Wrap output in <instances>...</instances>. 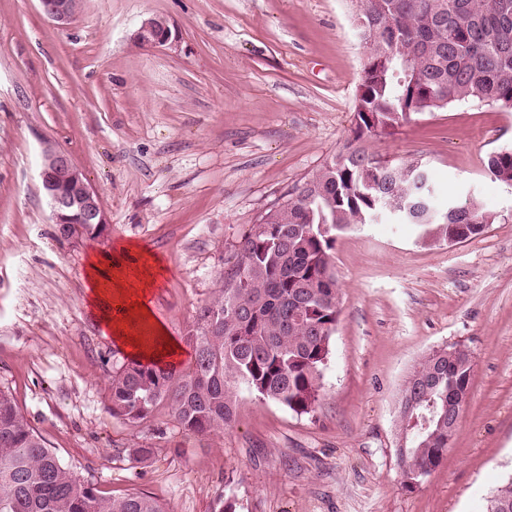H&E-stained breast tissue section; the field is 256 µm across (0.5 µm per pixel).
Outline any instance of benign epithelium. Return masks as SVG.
<instances>
[{
    "instance_id": "obj_1",
    "label": "benign epithelium",
    "mask_w": 512,
    "mask_h": 512,
    "mask_svg": "<svg viewBox=\"0 0 512 512\" xmlns=\"http://www.w3.org/2000/svg\"><path fill=\"white\" fill-rule=\"evenodd\" d=\"M44 14L60 25L76 18L78 11L71 0H39ZM136 41L149 47L174 48L179 35L169 24L156 17L147 19L135 34ZM40 181L52 211V223L58 233L69 238L81 229L87 234L108 229L109 220L97 193L69 154L55 147L44 151Z\"/></svg>"
}]
</instances>
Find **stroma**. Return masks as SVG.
I'll return each instance as SVG.
<instances>
[{
    "label": "stroma",
    "mask_w": 512,
    "mask_h": 512,
    "mask_svg": "<svg viewBox=\"0 0 512 512\" xmlns=\"http://www.w3.org/2000/svg\"><path fill=\"white\" fill-rule=\"evenodd\" d=\"M154 16L176 48L136 43ZM363 64L349 0H84L65 28L39 0H0V389L102 496L145 493L167 512L221 497L237 512H487L512 476V187L485 167L512 148V112L480 103L371 143L427 165L439 213L474 199L499 219L453 244L390 221L337 235L342 312L314 413L243 385L232 426L207 436L165 404L139 424L109 410L127 355L90 313L88 262L128 244L158 258L152 312L183 338L261 215L346 143ZM48 144L97 192L105 235L58 236L39 177ZM452 346L473 356L469 397L409 491L403 385Z\"/></svg>",
    "instance_id": "35a3bbf8"
}]
</instances>
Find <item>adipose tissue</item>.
<instances>
[{"label": "adipose tissue", "instance_id": "1", "mask_svg": "<svg viewBox=\"0 0 512 512\" xmlns=\"http://www.w3.org/2000/svg\"><path fill=\"white\" fill-rule=\"evenodd\" d=\"M131 246L123 245L105 260L91 259L86 277L89 305L106 334L144 363L178 365L183 346L169 335L151 309L154 282L148 261L131 262Z\"/></svg>", "mask_w": 512, "mask_h": 512}]
</instances>
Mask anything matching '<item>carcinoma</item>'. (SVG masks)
Masks as SVG:
<instances>
[{
  "label": "carcinoma",
  "instance_id": "carcinoma-1",
  "mask_svg": "<svg viewBox=\"0 0 512 512\" xmlns=\"http://www.w3.org/2000/svg\"><path fill=\"white\" fill-rule=\"evenodd\" d=\"M364 6L359 37L373 70L361 85L352 138L301 185L292 203L268 210L241 248L230 286L213 291L186 336L193 361L178 369L128 359L109 383L111 413L138 424L167 402L183 431L210 435L231 426L238 384L297 414L315 412L323 368L341 315V289L332 272L335 233L390 218L389 206L424 198L406 173L411 162L372 168L366 143L395 133L415 114L460 103L512 111V0H351ZM487 169L512 187V149L490 153ZM480 235L498 220L476 202L450 205L431 222L412 224L442 239L464 216ZM472 356L462 349L425 357L408 375L402 400L416 403V432L399 458L403 486L430 473L448 448V401L463 407ZM512 512V479L493 493ZM0 512H166L144 493L107 499L77 478L47 448L11 395L0 389Z\"/></svg>",
  "mask_w": 512,
  "mask_h": 512
}]
</instances>
